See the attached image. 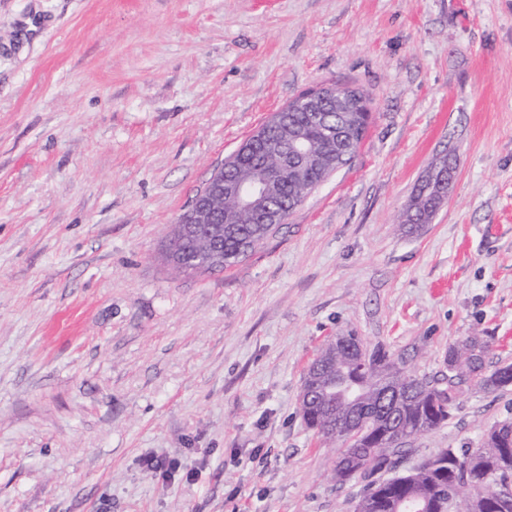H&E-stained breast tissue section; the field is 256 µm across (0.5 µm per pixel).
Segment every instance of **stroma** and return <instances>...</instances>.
<instances>
[{"label":"stroma","mask_w":512,"mask_h":512,"mask_svg":"<svg viewBox=\"0 0 512 512\" xmlns=\"http://www.w3.org/2000/svg\"><path fill=\"white\" fill-rule=\"evenodd\" d=\"M327 83L370 99L351 164L251 255L174 269L215 170ZM348 331L420 376L465 336L512 361V0H0V512H354L297 409ZM507 418L512 386L470 389L411 445ZM422 187L419 192L416 191L411 204L409 205L408 212L405 215V223L408 224H427L434 216L437 211L435 204L433 202V198L431 197L430 192L422 193ZM418 218L419 223H411L413 217Z\"/></svg>","instance_id":"1"}]
</instances>
